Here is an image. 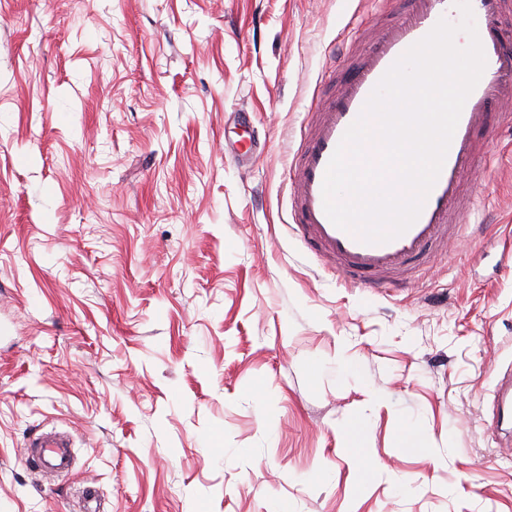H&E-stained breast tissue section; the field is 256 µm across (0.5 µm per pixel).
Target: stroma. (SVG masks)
<instances>
[{"instance_id":"stroma-1","label":"stroma","mask_w":512,"mask_h":512,"mask_svg":"<svg viewBox=\"0 0 512 512\" xmlns=\"http://www.w3.org/2000/svg\"><path fill=\"white\" fill-rule=\"evenodd\" d=\"M391 0H0V512H512V129L405 288L337 280L289 168ZM361 424L352 451L346 426ZM67 431L46 476L28 438ZM508 400L512 401V363L507 366L503 377L494 391V397L490 404L486 431L491 437L498 438L502 435L503 407Z\"/></svg>"}]
</instances>
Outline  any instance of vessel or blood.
<instances>
[{
  "label": "vessel or blood",
  "instance_id": "b4317fda",
  "mask_svg": "<svg viewBox=\"0 0 512 512\" xmlns=\"http://www.w3.org/2000/svg\"><path fill=\"white\" fill-rule=\"evenodd\" d=\"M486 66L468 96L448 148L441 172L417 220L400 236L368 244L335 226L324 210L323 181L328 163L347 129L360 115L386 71L439 20L454 21L453 0H405L392 23L374 30L368 49L346 46L341 52L344 72L338 87L318 99L304 143L290 166L291 208L296 233L324 265L345 283L365 288H395L408 278L412 264L428 258L441 239L460 235V216L467 202L461 194L466 173L477 158L476 145L492 121L507 119L502 108L505 85L512 84V29L504 18L512 14V0H470ZM512 401V364L499 381L490 404L487 433L503 431V407ZM46 469L68 472L69 440L56 433L37 436Z\"/></svg>",
  "mask_w": 512,
  "mask_h": 512
}]
</instances>
